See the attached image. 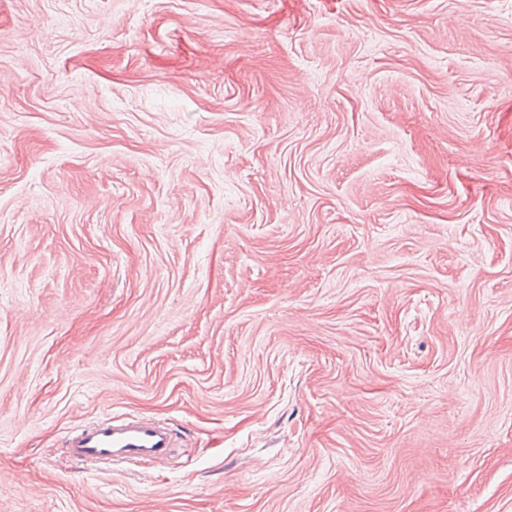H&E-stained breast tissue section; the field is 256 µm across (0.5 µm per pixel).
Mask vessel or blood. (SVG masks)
<instances>
[{
    "label": "vessel or blood",
    "mask_w": 512,
    "mask_h": 512,
    "mask_svg": "<svg viewBox=\"0 0 512 512\" xmlns=\"http://www.w3.org/2000/svg\"><path fill=\"white\" fill-rule=\"evenodd\" d=\"M177 446L173 431L147 417H112L83 426L64 441L67 456L90 465L159 459Z\"/></svg>",
    "instance_id": "b4317fda"
}]
</instances>
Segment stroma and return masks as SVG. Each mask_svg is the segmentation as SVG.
I'll return each instance as SVG.
<instances>
[{"mask_svg":"<svg viewBox=\"0 0 512 512\" xmlns=\"http://www.w3.org/2000/svg\"><path fill=\"white\" fill-rule=\"evenodd\" d=\"M0 512H512V0H0ZM177 446L173 431L147 417H112L85 425L64 441L67 456L82 464L159 459Z\"/></svg>","mask_w":512,"mask_h":512,"instance_id":"obj_1","label":"stroma"}]
</instances>
